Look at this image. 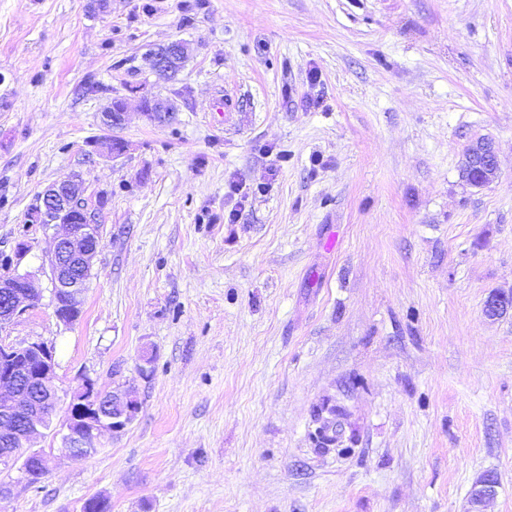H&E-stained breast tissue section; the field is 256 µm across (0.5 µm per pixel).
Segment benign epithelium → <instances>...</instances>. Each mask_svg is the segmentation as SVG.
Instances as JSON below:
<instances>
[{
  "instance_id": "7a95c632",
  "label": "benign epithelium",
  "mask_w": 512,
  "mask_h": 512,
  "mask_svg": "<svg viewBox=\"0 0 512 512\" xmlns=\"http://www.w3.org/2000/svg\"><path fill=\"white\" fill-rule=\"evenodd\" d=\"M185 52L180 41H172L162 47L154 57L155 67L162 69ZM478 165L482 177L468 185L482 189L499 177V163L494 143L478 138L465 150L461 165L469 168ZM76 182L63 178L53 183L42 195L40 212L31 215V221L39 222L51 213L50 223L56 228L54 248L48 255V265L54 294L68 291L78 298L91 276L93 260L102 244L99 225L96 224V207L81 191L74 189ZM36 289L27 273L13 271L0 276V329L6 327L33 299ZM512 308V300L498 294L490 296L483 308L484 315L498 318ZM55 360L53 347L44 341L27 345H15L0 339V437L5 447L0 448V461L8 463L23 448L31 447L34 440L47 427L46 416L31 401L22 382L27 381L48 397L56 395L53 383ZM112 403L100 405V390L94 382L84 381L68 407L66 427L68 434L64 451L69 457L80 460L89 448L96 447L105 432H118L125 428L127 419L136 413L121 391H112ZM19 471L22 479L32 474L43 476L47 472L46 459L41 452H32L23 460ZM499 483L489 473L480 475L469 492L468 512H483L487 501L498 493Z\"/></svg>"
}]
</instances>
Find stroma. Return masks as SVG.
I'll return each instance as SVG.
<instances>
[{"instance_id": "stroma-1", "label": "stroma", "mask_w": 512, "mask_h": 512, "mask_svg": "<svg viewBox=\"0 0 512 512\" xmlns=\"http://www.w3.org/2000/svg\"><path fill=\"white\" fill-rule=\"evenodd\" d=\"M72 174L106 204L67 325L30 216ZM21 242L38 297L0 339L53 343L58 400L48 474L0 465V512H467L485 472L512 512V310L483 313L512 297V0H0V255ZM86 377L142 407L84 461ZM325 401L347 454L309 438ZM185 52V46L180 41H172L167 45L162 47V51L158 53L154 57V62L152 60V68L156 70L160 75L164 76L167 79L173 78L177 72L179 71L185 56H183ZM182 56L177 63H175L169 70H157L167 67V65L173 59ZM155 66H154V64ZM156 67V68H155ZM478 165L481 169L482 177L479 178L478 169L472 168L466 175L469 186L482 189L492 184L499 177V163L496 147L494 143L486 138H478L472 142L465 150L461 165L469 168L472 165Z\"/></svg>"}]
</instances>
